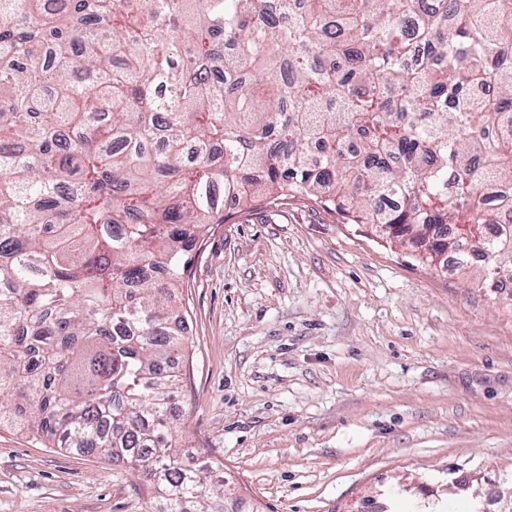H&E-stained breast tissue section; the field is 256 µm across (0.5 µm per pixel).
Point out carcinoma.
<instances>
[{"mask_svg": "<svg viewBox=\"0 0 512 512\" xmlns=\"http://www.w3.org/2000/svg\"><path fill=\"white\" fill-rule=\"evenodd\" d=\"M229 196L503 288L512 0H0V425L128 461L150 512H240L175 438V299Z\"/></svg>", "mask_w": 512, "mask_h": 512, "instance_id": "1", "label": "carcinoma"}]
</instances>
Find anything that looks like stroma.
<instances>
[{"label": "stroma", "mask_w": 512, "mask_h": 512, "mask_svg": "<svg viewBox=\"0 0 512 512\" xmlns=\"http://www.w3.org/2000/svg\"><path fill=\"white\" fill-rule=\"evenodd\" d=\"M179 439L251 512H499L512 470V294L308 200L214 227L183 291ZM480 469L481 480L457 485ZM123 460L0 426V512H149Z\"/></svg>", "instance_id": "obj_1"}]
</instances>
